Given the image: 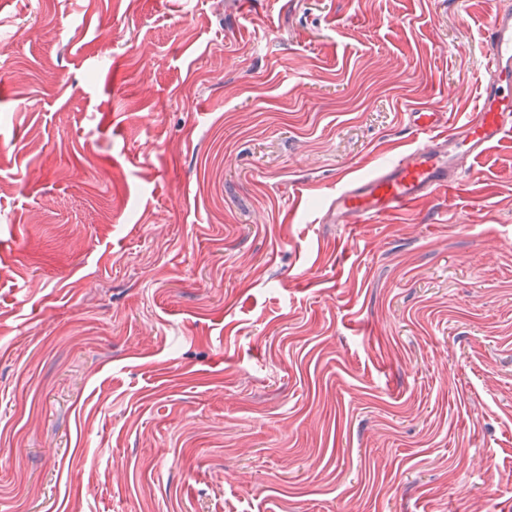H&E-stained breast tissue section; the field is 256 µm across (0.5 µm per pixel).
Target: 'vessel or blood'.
Listing matches in <instances>:
<instances>
[{"label": "vessel or blood", "mask_w": 512, "mask_h": 512, "mask_svg": "<svg viewBox=\"0 0 512 512\" xmlns=\"http://www.w3.org/2000/svg\"><path fill=\"white\" fill-rule=\"evenodd\" d=\"M485 43L476 112L447 126L433 109H413L409 123L415 143L373 175L344 179L325 223L372 224L381 216L410 210L454 184L463 162L476 161L512 135L511 9H496L486 26Z\"/></svg>", "instance_id": "obj_1"}]
</instances>
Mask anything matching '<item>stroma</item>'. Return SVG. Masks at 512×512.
Segmentation results:
<instances>
[{
    "instance_id": "35a3bbf8",
    "label": "stroma",
    "mask_w": 512,
    "mask_h": 512,
    "mask_svg": "<svg viewBox=\"0 0 512 512\" xmlns=\"http://www.w3.org/2000/svg\"><path fill=\"white\" fill-rule=\"evenodd\" d=\"M497 0H0V512H512V139L327 224Z\"/></svg>"
}]
</instances>
